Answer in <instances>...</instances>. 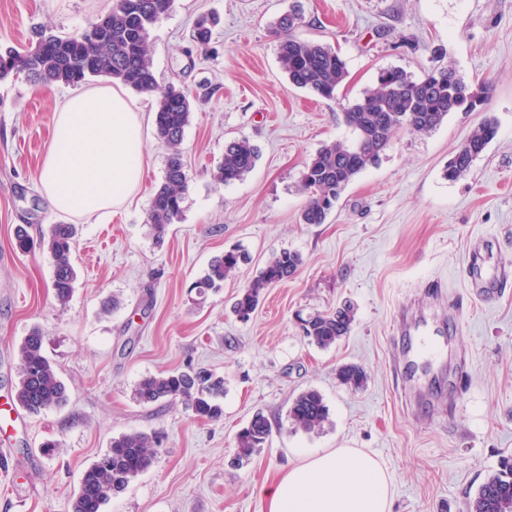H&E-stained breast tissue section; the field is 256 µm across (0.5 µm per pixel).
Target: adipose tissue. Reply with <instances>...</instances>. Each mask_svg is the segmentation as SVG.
<instances>
[{
	"label": "adipose tissue",
	"mask_w": 512,
	"mask_h": 512,
	"mask_svg": "<svg viewBox=\"0 0 512 512\" xmlns=\"http://www.w3.org/2000/svg\"><path fill=\"white\" fill-rule=\"evenodd\" d=\"M144 123L113 86L58 101L38 181L51 209L90 217L125 207L145 173ZM262 493L268 512H392L393 506L384 466L356 448L305 455Z\"/></svg>",
	"instance_id": "adipose-tissue-1"
}]
</instances>
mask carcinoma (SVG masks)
<instances>
[{
	"mask_svg": "<svg viewBox=\"0 0 512 512\" xmlns=\"http://www.w3.org/2000/svg\"><path fill=\"white\" fill-rule=\"evenodd\" d=\"M174 0H115L112 10L82 32L61 36L42 32L27 50L0 51V80L22 76L42 86H78L104 76L142 94L157 91L153 60L148 39L155 23L167 15ZM302 15L294 9L284 13L271 25L278 38V59L288 80L297 88L332 100L347 78V64L328 44L302 40L294 35ZM212 21L206 17L195 21L193 43L206 47L212 38ZM488 86L472 92L457 70L450 65H436L420 78L401 67L379 72L375 87L345 108L344 118L353 133L351 142L335 141L324 145L305 165L300 176V190L306 198L300 213L303 224H323L349 183L369 166L401 131L430 133L448 114L462 107L474 109L483 103ZM192 112V99L181 85L169 84L158 96L154 124L156 138L167 150L165 174L155 189L145 215L150 235L163 240L170 225L179 222L183 201L191 177L181 148ZM497 132L493 121L474 128L453 158L444 176L455 180L466 174L484 152ZM259 157L258 149L248 139L240 138L224 146V157L214 170V178L226 185L242 180ZM76 235L73 224H51L41 244L53 260L52 288L56 300L67 303L77 278L72 264V245ZM14 246L22 254L30 252L33 241L26 228L19 225ZM245 253L238 248L214 257L204 274L193 284L198 302L207 293L223 286ZM297 251L282 249L274 253L258 275L243 289L233 310L239 318L250 319L264 291L292 277L302 265ZM354 319L353 308L344 304L332 312L315 313L305 319L304 336L320 348H329L348 335ZM43 331L32 328L18 348V380L14 386V403L27 414L37 416L60 408L68 401V390L54 365L44 352ZM341 384L360 388L366 382L365 371L357 365L337 370ZM224 397V378L189 366L143 378L134 390V398L144 406L167 400H180L192 414L202 420L222 416L220 398ZM329 409L320 392L301 393L288 408V419L305 431L323 427ZM271 425L260 412L237 435V465L265 446ZM161 444L156 433L132 431L114 438L105 453L83 473L78 492L71 501L70 512H103V507L122 493L131 479L150 468ZM465 512H512V459L480 485L474 497L465 503Z\"/></svg>",
	"mask_w": 512,
	"mask_h": 512,
	"instance_id": "1",
	"label": "carcinoma"
}]
</instances>
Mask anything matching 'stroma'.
<instances>
[{"mask_svg": "<svg viewBox=\"0 0 512 512\" xmlns=\"http://www.w3.org/2000/svg\"><path fill=\"white\" fill-rule=\"evenodd\" d=\"M113 0H0V48L24 49L42 30L75 35ZM295 34L337 49L348 77L337 99L292 86L269 24L291 6ZM217 23L208 49L190 34L198 16ZM159 86L195 99L182 149L191 175L180 222L162 243L144 218L163 178L167 150L147 128V167L133 202L77 219L79 277L67 305L51 288L53 261L41 248L13 246L17 225L40 238L62 223L36 189L57 101L68 86L0 82V512H70L85 469L113 436L163 435L152 466L104 512H267L261 494L299 453L357 448L384 465L393 512H463L468 497L512 457V281L494 299L471 288L473 252L484 278L512 259V0H174L150 32ZM471 84H491L477 109L450 113L435 131L399 134L346 188L322 224H303L298 180L323 144L350 135L343 108L373 86L380 69L423 76L436 63ZM497 134L470 172L444 178L449 159L485 118ZM257 145L255 168L224 185L211 175L227 141ZM239 246L247 264L202 303L191 284L209 261ZM299 252L288 281L265 290L249 320L238 295L276 252ZM119 296L106 314L101 303ZM351 302L348 336L328 349L310 344L299 316ZM443 349L414 354L397 326L404 305ZM67 383L63 409L31 416L11 399L18 347L32 327ZM361 365L362 388L336 370ZM224 378L223 415L196 418L181 402L142 406L136 384L186 365ZM324 397L321 430H294L287 411L304 390ZM270 439L231 466L238 432L255 413ZM53 442L43 452V442Z\"/></svg>", "mask_w": 512, "mask_h": 512, "instance_id": "35a3bbf8", "label": "stroma"}]
</instances>
